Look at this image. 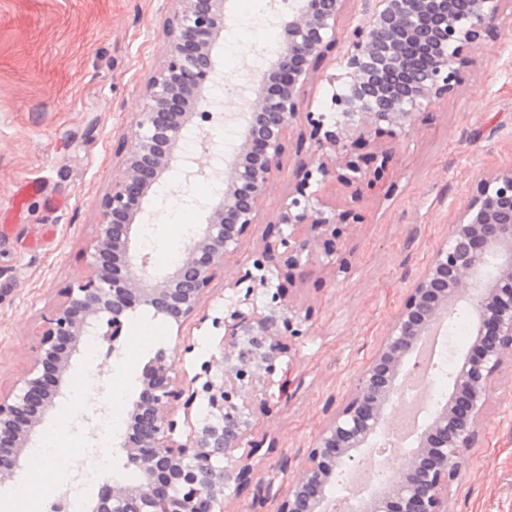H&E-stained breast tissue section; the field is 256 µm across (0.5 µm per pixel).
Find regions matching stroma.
<instances>
[{
  "instance_id": "1",
  "label": "stroma",
  "mask_w": 512,
  "mask_h": 512,
  "mask_svg": "<svg viewBox=\"0 0 512 512\" xmlns=\"http://www.w3.org/2000/svg\"><path fill=\"white\" fill-rule=\"evenodd\" d=\"M235 18L214 49L225 77L237 79L257 56L274 61L270 40L278 28L266 21L268 0H228ZM170 0H0V395L17 392L32 366V348L46 316L64 289L89 272V248L99 229L97 203L122 173L123 135L141 112L149 77L165 57ZM350 28L340 23L321 76L305 89L312 111L332 114L331 98L343 92L335 59L347 47ZM247 44L248 53L237 52ZM458 93L419 115L410 140L398 147L381 188L355 203L357 224H345L337 248L351 262L348 273L308 267L295 302L310 308L304 336L292 339L281 402L255 417L261 444L253 462L272 493L264 504L252 489L229 483L224 512H277L280 493L294 478L315 435L349 392L360 368L385 336L406 287L448 237L454 213L472 186L499 165L512 162V16L484 33L481 50L461 69ZM289 138L275 191L259 224L226 258L198 316L176 324L141 306L125 322L121 350L107 358L126 401L142 389L145 365L158 349L172 355L179 372L194 376L219 355L227 283L251 267L268 224L299 179L308 150ZM166 212L146 227L149 255L183 250L177 227L200 231L207 196L183 185L178 170L167 175ZM70 393L56 400L43 431H65L87 470L102 479L136 480L113 457L100 469L98 440L81 405L69 422ZM479 446L452 487L448 512H512V359L496 372L481 420Z\"/></svg>"
}]
</instances>
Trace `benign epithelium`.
<instances>
[{
	"label": "benign epithelium",
	"instance_id": "1",
	"mask_svg": "<svg viewBox=\"0 0 512 512\" xmlns=\"http://www.w3.org/2000/svg\"><path fill=\"white\" fill-rule=\"evenodd\" d=\"M172 2L164 64L148 80L144 108L124 137L123 174L99 203L90 273L66 289L46 319L20 393L0 396V485L14 477L56 406L72 356L101 316H108V330L99 338L115 354L124 318L139 306L180 324L197 314L227 255L258 223L286 140L302 117L309 131L299 130L297 140L310 142V168L275 217L288 225V236L265 240L253 268L227 284L248 286L244 295L225 298L224 317L214 319L224 326L221 359L203 363L187 381L176 375L166 351L151 359L113 444L138 479H112L92 512H215L224 504V486L251 476L252 453L237 457L235 451L257 447L249 440L252 406L267 414L281 399L286 380L274 375L276 363L290 356L284 337L303 335L308 320L302 308L285 301L284 283H293L307 265L348 269L347 260L328 248L345 215L311 189L313 176L320 175L318 185L334 176L348 185L379 178L393 150L410 138L416 110L457 93L467 53L481 49L482 33L503 16L506 0H467L460 11L448 9V0H362L361 18L338 62L350 81L346 92L332 97L337 118L329 129L325 114L303 111L304 92L350 0H296L288 20L276 22L283 34L277 59L266 69L256 67L242 86L254 97L241 142L225 166L213 163L224 160L220 149L202 158L180 147L187 132H204L207 83L224 77L213 48L230 21L226 0ZM270 84L276 85L272 93L266 91ZM176 167L187 185L210 176L224 189L216 202L191 200L206 212V222L177 262L157 270L138 239L146 221L164 214L146 205L160 196L164 176ZM272 289L278 304L259 309L254 295ZM462 303L473 315L472 349L452 357L448 392L413 444L400 449L392 474L369 483L357 512H448V494L468 467L491 381L512 354V163L476 181L449 225L448 241L410 284L378 349L303 455L278 512H329L326 490L336 484L338 470L372 451L395 417L401 379L411 373L420 337ZM214 366L221 375H211ZM199 397L207 414L194 423L191 410ZM177 407L189 428L183 440L175 437Z\"/></svg>",
	"mask_w": 512,
	"mask_h": 512
}]
</instances>
